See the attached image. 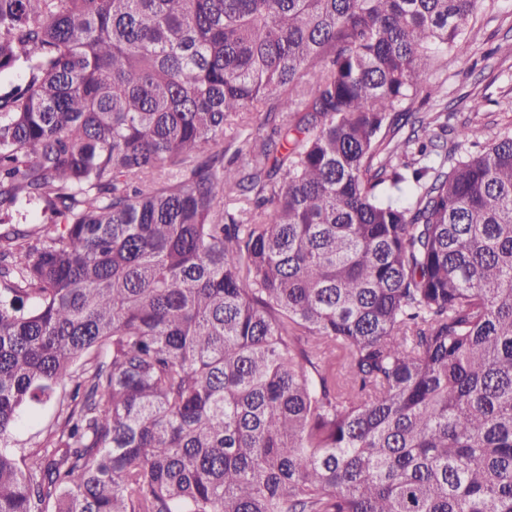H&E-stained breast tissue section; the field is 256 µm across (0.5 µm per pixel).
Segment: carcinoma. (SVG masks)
<instances>
[{
    "label": "carcinoma",
    "instance_id": "carcinoma-1",
    "mask_svg": "<svg viewBox=\"0 0 512 512\" xmlns=\"http://www.w3.org/2000/svg\"><path fill=\"white\" fill-rule=\"evenodd\" d=\"M485 2L0 0V512H512V137L414 107ZM61 395L62 390L58 389L51 401L24 412L21 425L10 438L12 448H33L36 443H42L47 429L56 423L57 399ZM30 415L33 416L31 420Z\"/></svg>",
    "mask_w": 512,
    "mask_h": 512
}]
</instances>
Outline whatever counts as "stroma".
Wrapping results in <instances>:
<instances>
[{
	"instance_id": "stroma-1",
	"label": "stroma",
	"mask_w": 512,
	"mask_h": 512,
	"mask_svg": "<svg viewBox=\"0 0 512 512\" xmlns=\"http://www.w3.org/2000/svg\"><path fill=\"white\" fill-rule=\"evenodd\" d=\"M468 42V54L448 55L430 69L415 102L422 112L450 113L449 127L479 129L476 144H462L464 154L512 136V0H487L468 26ZM56 420V401L36 406L11 446L35 447Z\"/></svg>"
}]
</instances>
